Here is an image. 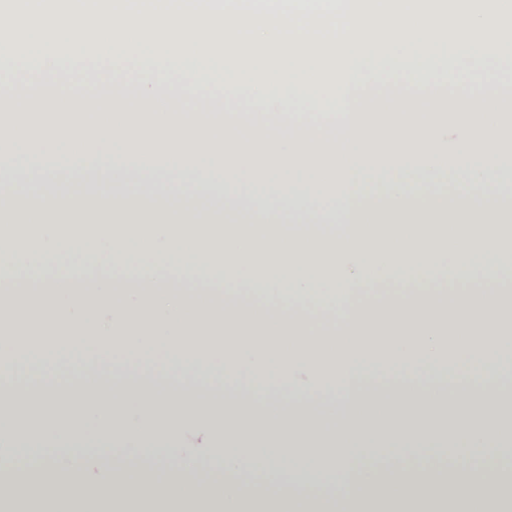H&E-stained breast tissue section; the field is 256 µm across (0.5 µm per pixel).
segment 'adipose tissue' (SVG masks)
Returning <instances> with one entry per match:
<instances>
[{
	"mask_svg": "<svg viewBox=\"0 0 512 512\" xmlns=\"http://www.w3.org/2000/svg\"><path fill=\"white\" fill-rule=\"evenodd\" d=\"M123 162L84 173L0 164V354L15 359L164 358L199 373L220 360L226 379L293 388L311 358L328 360L305 388L331 395L343 427L269 419L239 405H190L175 395L107 389L0 392V461L24 448L42 455L27 484L0 482V512H512V477L474 470L475 459L512 447V415L499 364L512 360V299L493 290L434 289L440 270L471 276L479 263L512 259V201L498 172L512 153L464 148L397 151L382 180L366 169L379 153L304 155L282 161L344 187L331 211L286 187L271 199L225 193L226 177H265L261 150L124 143ZM95 256L101 275L75 269ZM427 281L424 289L412 280ZM388 280L402 281L390 293ZM328 314L331 332L312 319ZM472 366L479 397L366 393L368 370L391 365L432 378L444 349ZM481 425L442 432L441 411ZM214 430L209 458L228 480L205 474L174 487L171 473H130L125 461L88 477L85 464L117 446L158 463L186 453V424ZM457 448L451 473L382 468L378 449ZM328 464L335 494H272L277 481ZM253 481H233L236 473Z\"/></svg>",
	"mask_w": 512,
	"mask_h": 512,
	"instance_id": "ef3b65f1",
	"label": "adipose tissue"
}]
</instances>
